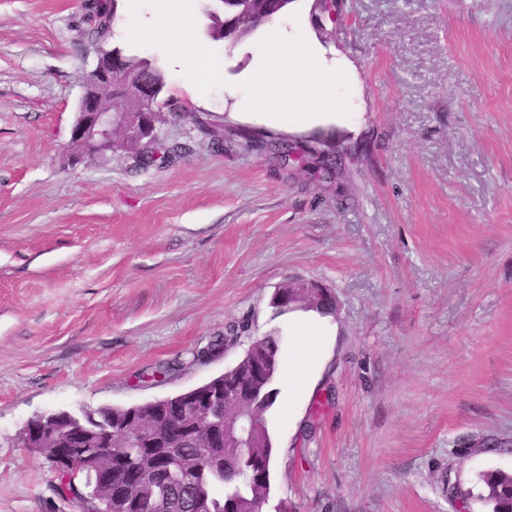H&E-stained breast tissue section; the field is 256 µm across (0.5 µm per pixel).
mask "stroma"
<instances>
[{
  "label": "stroma",
  "mask_w": 512,
  "mask_h": 512,
  "mask_svg": "<svg viewBox=\"0 0 512 512\" xmlns=\"http://www.w3.org/2000/svg\"><path fill=\"white\" fill-rule=\"evenodd\" d=\"M192 77L162 43L166 144L65 167L90 68L83 0H0V512H81L59 495L26 422L130 407L224 374L280 338L271 491L262 512H486L480 476L512 472V0H342L339 20L277 19L348 57L355 131L293 129L242 103L266 29L208 37ZM225 123L214 149L195 118ZM288 136L287 162L242 132ZM331 155H308L316 139ZM333 179H324V171ZM331 289L320 356L289 388L298 314L274 291ZM243 325L226 346L215 342ZM471 498H464V491Z\"/></svg>",
  "instance_id": "1"
}]
</instances>
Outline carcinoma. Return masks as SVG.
Returning a JSON list of instances; mask_svg holds the SVG:
<instances>
[{
	"label": "carcinoma",
	"instance_id": "obj_1",
	"mask_svg": "<svg viewBox=\"0 0 512 512\" xmlns=\"http://www.w3.org/2000/svg\"><path fill=\"white\" fill-rule=\"evenodd\" d=\"M119 0H87L84 4V35L92 44H104L111 33ZM293 0H221V13L206 12L209 34L214 40L231 44L249 37L261 26L285 13ZM112 68L129 77H145L155 96L163 92L164 71L152 60L112 48ZM182 152L172 145L159 158L150 150L137 158V165L148 167L160 161L171 163ZM280 314L316 311L320 315L335 310L333 300L317 306L295 304L288 300V289L279 288L271 300ZM260 357L264 371L255 379V411L265 416L276 401L275 379L278 369L279 337L267 335L246 353L232 369L224 372V385L236 383L252 373L254 357ZM103 427L93 433L86 447L78 449L73 469L90 478L83 456L91 457L105 470L115 465L113 486L128 485L124 512H262L270 493V465L274 456L269 430L261 431L248 448H204L199 437L183 433L178 427L162 440L155 454L163 457L160 468L151 472L148 448L142 440L113 432L107 425V412L99 415ZM482 487L477 498L490 512H512V474L491 470L481 475Z\"/></svg>",
	"mask_w": 512,
	"mask_h": 512
}]
</instances>
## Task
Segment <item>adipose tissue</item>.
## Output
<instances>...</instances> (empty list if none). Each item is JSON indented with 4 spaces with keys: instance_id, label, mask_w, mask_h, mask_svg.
Returning <instances> with one entry per match:
<instances>
[{
    "instance_id": "1",
    "label": "adipose tissue",
    "mask_w": 512,
    "mask_h": 512,
    "mask_svg": "<svg viewBox=\"0 0 512 512\" xmlns=\"http://www.w3.org/2000/svg\"><path fill=\"white\" fill-rule=\"evenodd\" d=\"M262 63L253 78L257 89L247 102L252 113L265 120L277 119L270 108L273 97L288 100V122L305 128L335 123L351 128L347 89L353 73L344 58L327 64L322 49L304 42L300 31L271 35L261 52Z\"/></svg>"
}]
</instances>
